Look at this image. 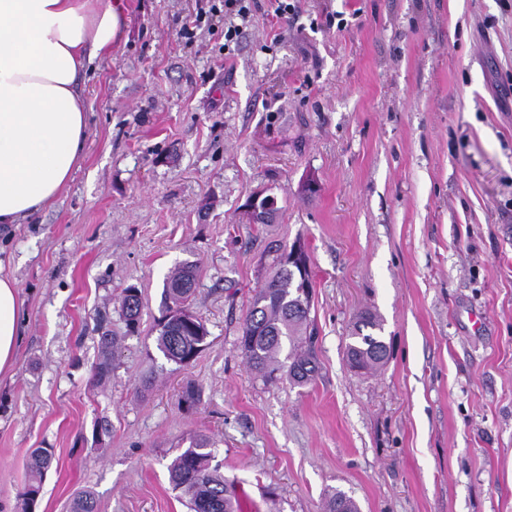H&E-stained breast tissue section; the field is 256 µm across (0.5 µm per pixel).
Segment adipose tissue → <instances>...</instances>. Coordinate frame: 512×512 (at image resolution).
Segmentation results:
<instances>
[{
	"label": "adipose tissue",
	"instance_id": "adipose-tissue-1",
	"mask_svg": "<svg viewBox=\"0 0 512 512\" xmlns=\"http://www.w3.org/2000/svg\"><path fill=\"white\" fill-rule=\"evenodd\" d=\"M126 26L123 0H0V224L57 200L87 138L78 90ZM21 301L0 275V373L12 369Z\"/></svg>",
	"mask_w": 512,
	"mask_h": 512
}]
</instances>
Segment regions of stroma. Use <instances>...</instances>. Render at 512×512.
<instances>
[{
  "label": "stroma",
  "mask_w": 512,
  "mask_h": 512,
  "mask_svg": "<svg viewBox=\"0 0 512 512\" xmlns=\"http://www.w3.org/2000/svg\"><path fill=\"white\" fill-rule=\"evenodd\" d=\"M125 4L81 85L79 169L0 227L24 300L0 376V512H18L37 448L54 458L36 512L83 491L98 512H189L168 466L200 437L242 512H323L332 489L360 512H512V0H299L286 23L257 11L229 55L223 24L181 39L196 0ZM337 14L345 28L326 27ZM261 193L269 225L242 210ZM297 240L318 331L307 386L262 381L239 347L271 247ZM184 261L209 336L181 368L156 324ZM363 312L388 349L373 373L346 360ZM104 332L119 350L99 384ZM134 286L124 289L122 308L125 314L127 326L134 329L138 323L139 315L142 307L141 292ZM136 291L137 295H132L131 292Z\"/></svg>",
  "instance_id": "obj_1"
}]
</instances>
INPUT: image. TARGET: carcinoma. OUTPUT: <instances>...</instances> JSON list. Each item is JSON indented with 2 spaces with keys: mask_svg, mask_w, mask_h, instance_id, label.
<instances>
[{
  "mask_svg": "<svg viewBox=\"0 0 512 512\" xmlns=\"http://www.w3.org/2000/svg\"><path fill=\"white\" fill-rule=\"evenodd\" d=\"M283 250L272 259L273 273L255 290L243 323L240 347L248 367L265 381L285 372L297 385L313 381L318 373L314 350L315 329L310 322V297L298 292L295 277L282 263ZM196 284V265L181 262L166 277L164 291L169 300L158 324L156 348L163 357L181 367L193 362L209 336L205 323L190 306ZM134 288L124 289L122 308L127 326L135 328L142 307L141 295ZM382 324L376 316L365 313L353 325L346 356L356 370H376L387 360V347L378 335ZM101 360L94 378L105 379L112 369L117 341L110 336L100 339ZM200 386L189 381L181 394V403L194 409L200 403ZM210 441L194 440L189 448L168 466L174 490L187 502L190 512H238L236 495L224 479L220 467L212 464ZM49 448H38L31 456V480L20 495L21 512H34L42 478L52 464ZM71 512H97V502L89 492L78 494ZM325 512H359L355 501L340 490H332L326 499Z\"/></svg>",
  "mask_w": 512,
  "mask_h": 512,
  "instance_id": "cac0c4a2",
  "label": "carcinoma"
}]
</instances>
